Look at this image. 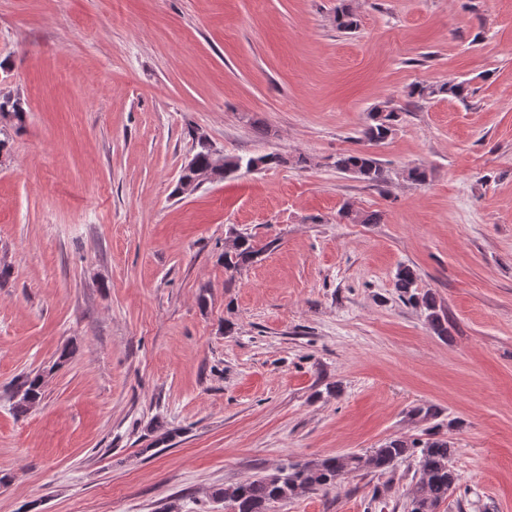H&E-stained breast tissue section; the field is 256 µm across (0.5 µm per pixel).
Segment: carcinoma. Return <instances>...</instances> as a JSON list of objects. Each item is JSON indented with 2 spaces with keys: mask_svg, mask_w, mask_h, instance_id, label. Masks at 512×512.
<instances>
[{
  "mask_svg": "<svg viewBox=\"0 0 512 512\" xmlns=\"http://www.w3.org/2000/svg\"><path fill=\"white\" fill-rule=\"evenodd\" d=\"M336 27L344 31L357 28V20L349 6L344 4L336 12ZM465 87L453 81L438 85L416 83L409 88L408 97L427 100L433 96L450 95L464 97ZM402 107L390 103L373 108L368 113V121L361 131L358 141L370 144L385 142L393 133L399 121ZM24 108L20 99L10 96L0 98V116L11 117L23 122ZM195 164L200 169H208L214 178L224 179L245 169L262 165L264 168L278 166L286 160L274 153L257 156H226L224 165H213L210 149L200 141H195ZM341 173L357 176L368 184L380 187L387 182V174L381 161L372 153L355 149L339 154L333 162ZM228 239L232 245L224 247V269L237 273L258 261L263 249L257 247L249 234L233 230ZM395 287L400 298L412 306L422 309L434 334L448 336V317L438 306L430 292L421 293L417 289V274L414 269L403 266L396 273ZM21 398L16 404L19 413H25L36 406L43 395V381L39 375L26 376L20 384ZM456 454L453 443L445 436L436 433L429 437L412 441L394 439L368 454L351 453L343 456H329L319 461L291 463L276 473L258 476L243 483L227 485L215 492L224 500V506L234 512H269L271 506L297 495L302 491H324L335 488L340 474H351L363 469L386 473L394 471L399 464L410 458L416 460L415 474L418 480L410 491V512H437L438 506L453 495L458 484V475L453 470L452 459Z\"/></svg>",
  "mask_w": 512,
  "mask_h": 512,
  "instance_id": "carcinoma-1",
  "label": "carcinoma"
}]
</instances>
